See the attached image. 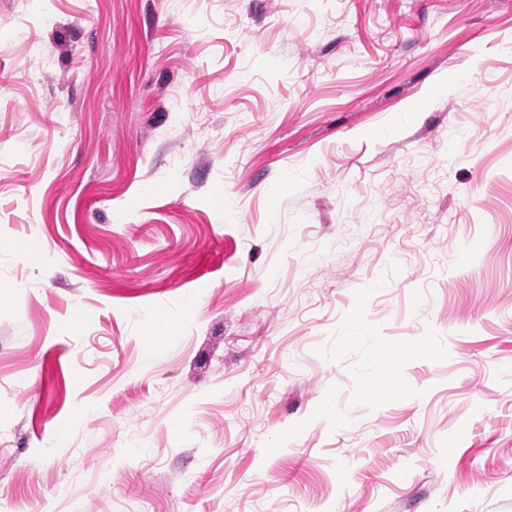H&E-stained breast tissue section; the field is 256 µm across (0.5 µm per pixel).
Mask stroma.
Returning <instances> with one entry per match:
<instances>
[{
	"label": "stroma",
	"instance_id": "1",
	"mask_svg": "<svg viewBox=\"0 0 512 512\" xmlns=\"http://www.w3.org/2000/svg\"><path fill=\"white\" fill-rule=\"evenodd\" d=\"M0 512H512V0H0Z\"/></svg>",
	"mask_w": 512,
	"mask_h": 512
}]
</instances>
